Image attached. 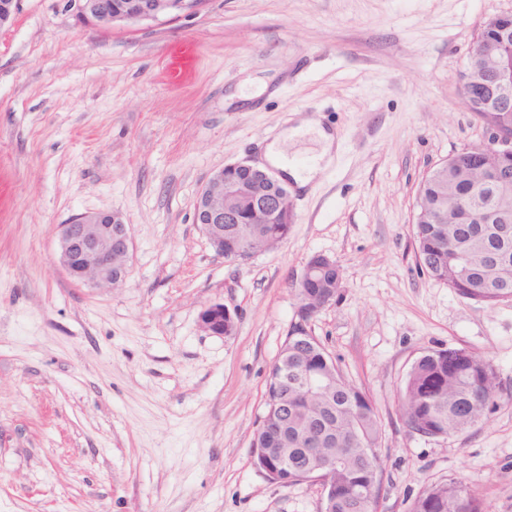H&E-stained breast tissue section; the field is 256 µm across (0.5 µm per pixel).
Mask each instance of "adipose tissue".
I'll return each instance as SVG.
<instances>
[{"label":"adipose tissue","mask_w":512,"mask_h":512,"mask_svg":"<svg viewBox=\"0 0 512 512\" xmlns=\"http://www.w3.org/2000/svg\"><path fill=\"white\" fill-rule=\"evenodd\" d=\"M310 138L318 146L309 164L299 166L291 162L286 154L285 146L287 143L299 138ZM335 144V136L331 131L322 128L311 120H300L296 127L286 130L281 137L268 145L265 151V159L279 167L282 172L289 177L295 187L305 189L314 179L320 169L321 162L331 153Z\"/></svg>","instance_id":"adipose-tissue-1"}]
</instances>
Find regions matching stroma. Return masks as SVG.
I'll use <instances>...</instances> for the list:
<instances>
[{
    "instance_id": "stroma-1",
    "label": "stroma",
    "mask_w": 512,
    "mask_h": 512,
    "mask_svg": "<svg viewBox=\"0 0 512 512\" xmlns=\"http://www.w3.org/2000/svg\"><path fill=\"white\" fill-rule=\"evenodd\" d=\"M512 0H202L100 27L69 0H19L0 27V512H320L318 484L252 462L269 369L318 253L343 288L310 327L382 425L379 512L455 476L512 512V400L467 433L403 425L397 391L431 349L489 357L512 387V302L485 307L422 272V178L486 136L458 92L488 17ZM336 134L292 191L284 245L244 263L194 222L224 164L265 168L294 117ZM127 224L126 279L58 259L85 212ZM223 303L233 335L203 331Z\"/></svg>"
}]
</instances>
